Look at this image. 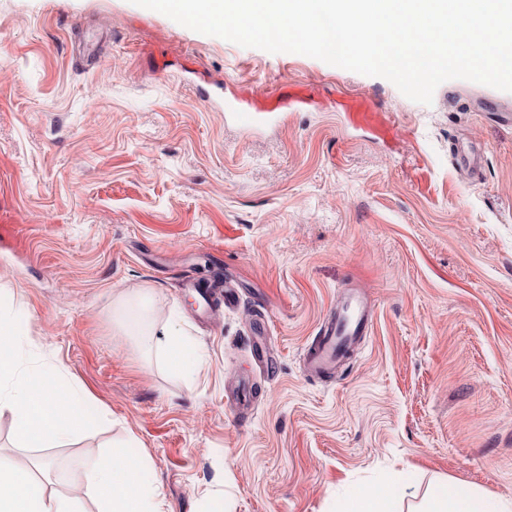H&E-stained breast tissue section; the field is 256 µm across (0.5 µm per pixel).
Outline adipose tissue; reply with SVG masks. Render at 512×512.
Returning a JSON list of instances; mask_svg holds the SVG:
<instances>
[{"label": "adipose tissue", "mask_w": 512, "mask_h": 512, "mask_svg": "<svg viewBox=\"0 0 512 512\" xmlns=\"http://www.w3.org/2000/svg\"><path fill=\"white\" fill-rule=\"evenodd\" d=\"M25 332L9 305L0 302V409L16 418L15 435L27 447L53 448L68 435L94 422L99 410L90 405L82 387L61 370L48 369L32 378L22 367L20 349ZM68 399L59 403L58 386ZM100 503L99 512H155L146 471L120 450L89 466ZM411 484L405 472L393 473L381 484L352 490L338 512H402L404 491ZM0 512H79L73 498L50 496L28 470L0 459ZM416 512H512V499L494 496L458 481L438 482L423 496Z\"/></svg>", "instance_id": "ef3b65f1"}]
</instances>
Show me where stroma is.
Listing matches in <instances>:
<instances>
[{"instance_id":"obj_1","label":"stroma","mask_w":512,"mask_h":512,"mask_svg":"<svg viewBox=\"0 0 512 512\" xmlns=\"http://www.w3.org/2000/svg\"><path fill=\"white\" fill-rule=\"evenodd\" d=\"M238 101L249 123L225 118ZM512 93L389 81L196 33L132 0H0V298L31 369L104 416L55 448L0 413V456L51 463L50 493L125 448L159 512H336L407 470L512 498ZM474 159L470 177L461 157ZM235 281L206 320L186 281ZM374 312L337 374L304 359L346 289ZM153 298L191 376L113 323ZM263 338L276 368L253 358ZM250 402L229 400L238 382ZM163 356L168 370L175 374L190 371L200 358L198 349L181 332L169 335Z\"/></svg>"}]
</instances>
